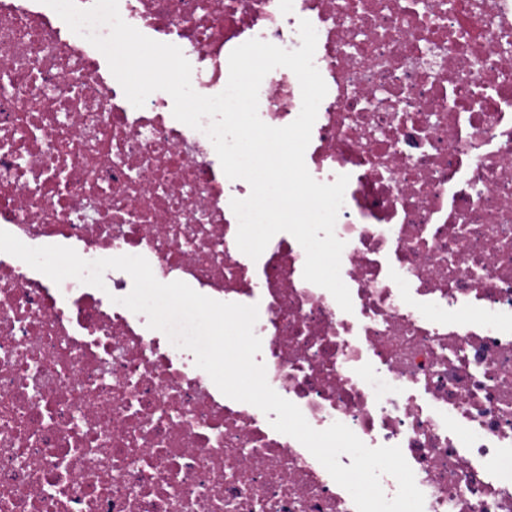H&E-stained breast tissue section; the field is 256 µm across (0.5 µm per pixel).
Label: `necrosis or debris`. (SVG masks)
Segmentation results:
<instances>
[{"label":"necrosis or debris","instance_id":"necrosis-or-debris-1","mask_svg":"<svg viewBox=\"0 0 512 512\" xmlns=\"http://www.w3.org/2000/svg\"><path fill=\"white\" fill-rule=\"evenodd\" d=\"M177 45L202 95L252 38L300 47L328 93L305 152L349 175L336 236L352 312L303 278L276 234L236 244L210 139L161 93L144 107L41 0H0V229L84 259L140 255L163 283L258 305L256 362L323 430L400 447L424 512H512V0H119ZM296 75L263 79L273 127L301 110ZM104 288L55 284L0 252V512H356L347 490L194 354Z\"/></svg>","mask_w":512,"mask_h":512}]
</instances>
